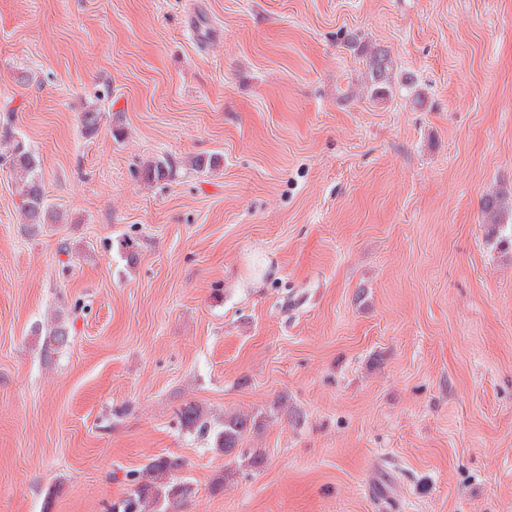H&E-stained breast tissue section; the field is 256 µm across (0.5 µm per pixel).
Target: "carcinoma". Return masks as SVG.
<instances>
[{
	"label": "carcinoma",
	"mask_w": 512,
	"mask_h": 512,
	"mask_svg": "<svg viewBox=\"0 0 512 512\" xmlns=\"http://www.w3.org/2000/svg\"><path fill=\"white\" fill-rule=\"evenodd\" d=\"M364 85L369 88L371 97L382 99L393 92L396 74L393 58L385 51L365 46ZM100 109L92 104L85 108L80 116V124L85 132H96L101 124ZM4 144L10 153L12 167L16 173L19 186V205L23 224L30 232L38 231L44 224H54L57 216L45 208L43 186L36 171L38 158L22 142L4 132ZM172 166L165 160L148 162L143 169V178L149 183L162 181L170 176ZM485 222L488 224L504 223L505 215L512 211V203L503 193L492 191L482 199ZM45 335L49 343L59 349L66 345L69 325L61 318L56 319L46 328ZM183 429L192 432L208 431V415L197 404H186L178 412ZM259 428V423L251 415L227 413L224 423L215 433V450L223 455H230L238 449L243 436ZM186 466L183 458L175 455L157 456L142 469L127 474L130 490L127 497L112 512H170L173 506L186 502L193 495L190 484L178 482L175 474Z\"/></svg>",
	"instance_id": "carcinoma-1"
}]
</instances>
